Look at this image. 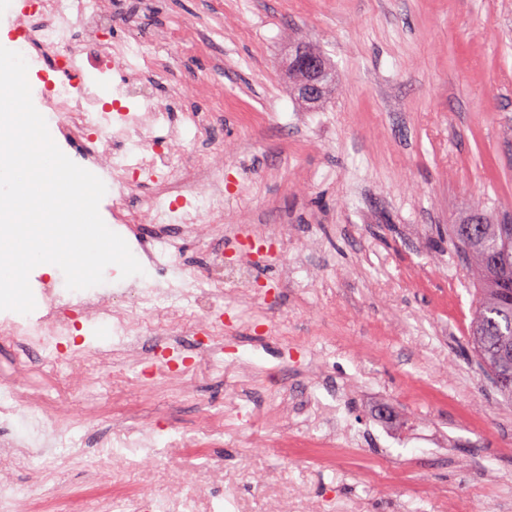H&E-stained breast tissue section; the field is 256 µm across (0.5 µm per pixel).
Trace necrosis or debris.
Listing matches in <instances>:
<instances>
[{
    "label": "necrosis or debris",
    "mask_w": 512,
    "mask_h": 512,
    "mask_svg": "<svg viewBox=\"0 0 512 512\" xmlns=\"http://www.w3.org/2000/svg\"><path fill=\"white\" fill-rule=\"evenodd\" d=\"M19 11L51 19L26 34L24 47L50 59L52 73L42 74L40 92L46 110L55 117L54 132L70 158L84 164L93 154L95 166L112 174L113 224L124 228L173 224L177 232L164 236V256L154 259L155 283L138 288L132 300L111 293L62 297L49 282L38 291L44 313L38 319L0 318V340L13 345V364L28 371L22 384L0 382V421H10L25 408H41L53 422V438L73 437L78 426L60 406L69 393H78L87 409L101 411L106 395L119 394L124 377L113 375L112 364L121 358L149 370L157 390L179 396L191 390L198 371L224 373V321L202 319L207 297L225 286L245 292L252 286L250 271L258 259L245 251L236 262L213 252L200 271L176 269L181 242L206 240L224 232V211L211 198L224 186V168L209 162L187 161L181 138L193 128L199 140H209L208 114L170 112L167 104L143 85L142 76L159 59L158 52L112 41L114 20L106 0H22ZM83 17L93 35L99 63L94 73L76 70L79 55L68 16ZM153 190L137 207L128 194L141 177ZM110 322L122 338L116 351L88 350L74 342L81 321ZM197 336L199 352L184 367L167 357L177 336ZM91 371L86 380L72 378L74 363ZM24 460L33 478L42 479L64 468L85 467L87 455H62L55 450L13 440H0V512H203L208 492L201 485H173L158 495L129 497L112 493L108 465H101L93 481L63 485L61 493L37 496L21 493L12 478L11 464Z\"/></svg>",
    "instance_id": "necrosis-or-debris-1"
}]
</instances>
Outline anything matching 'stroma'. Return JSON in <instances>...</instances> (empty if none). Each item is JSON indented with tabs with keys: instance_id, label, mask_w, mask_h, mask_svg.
<instances>
[{
	"instance_id": "obj_1",
	"label": "stroma",
	"mask_w": 512,
	"mask_h": 512,
	"mask_svg": "<svg viewBox=\"0 0 512 512\" xmlns=\"http://www.w3.org/2000/svg\"><path fill=\"white\" fill-rule=\"evenodd\" d=\"M114 41L160 42L175 24L191 42L148 77L176 109L211 113L210 140L187 159L223 163L224 222L288 225L293 252L327 288L280 283L269 250L253 276L251 327L228 314L226 364L251 385L257 416L230 417L224 484L214 512H512V408L477 365L468 330L470 273L449 227L475 209L512 222V0H109ZM318 48L336 81L315 107L288 73L292 51ZM287 390L338 408L313 431L263 410ZM134 384L113 409L87 416L82 445L98 451L114 408L137 404L158 446L204 435L210 406L231 391L199 376L189 394L141 400ZM207 483L199 449L144 467L140 493L171 473Z\"/></svg>"
}]
</instances>
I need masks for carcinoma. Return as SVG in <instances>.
<instances>
[{
  "instance_id": "obj_1",
  "label": "carcinoma",
  "mask_w": 512,
  "mask_h": 512,
  "mask_svg": "<svg viewBox=\"0 0 512 512\" xmlns=\"http://www.w3.org/2000/svg\"><path fill=\"white\" fill-rule=\"evenodd\" d=\"M470 224L451 230L456 252L472 267L477 306L469 341L482 369L496 381L512 376V224Z\"/></svg>"
}]
</instances>
